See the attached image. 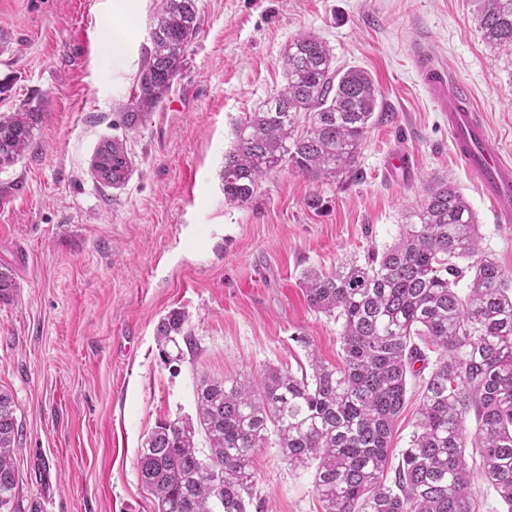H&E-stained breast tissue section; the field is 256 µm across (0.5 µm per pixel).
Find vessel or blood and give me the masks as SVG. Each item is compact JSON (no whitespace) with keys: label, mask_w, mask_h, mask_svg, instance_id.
<instances>
[{"label":"vessel or blood","mask_w":512,"mask_h":512,"mask_svg":"<svg viewBox=\"0 0 512 512\" xmlns=\"http://www.w3.org/2000/svg\"><path fill=\"white\" fill-rule=\"evenodd\" d=\"M418 73L441 111L448 114L453 150L476 176L499 222H512V163L502 156L477 112L469 88L454 82L430 51L418 53Z\"/></svg>","instance_id":"b4317fda"}]
</instances>
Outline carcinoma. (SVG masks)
<instances>
[{
	"label": "carcinoma",
	"mask_w": 512,
	"mask_h": 512,
	"mask_svg": "<svg viewBox=\"0 0 512 512\" xmlns=\"http://www.w3.org/2000/svg\"><path fill=\"white\" fill-rule=\"evenodd\" d=\"M480 29L489 45L512 52V0H485ZM199 30L197 0H158L134 94L120 112L125 128L138 129L163 107ZM283 66L284 87L245 115L224 155L228 205L251 204L259 184L285 169L314 182L348 172L379 109L370 75L336 70L330 49L310 32L285 46ZM44 117L30 102L0 113V171L33 148ZM132 170L126 140L99 141L89 163L99 185L120 189ZM410 219L364 262L303 275L309 307L342 325L341 365L312 350L309 375L269 368L258 378L204 377L195 388L196 419L157 423L137 460L154 512H248L254 453L271 433L288 465L314 466L324 512H477L469 454L512 512V275L480 249L475 213L451 182H436ZM14 288L12 271L0 269V300ZM156 337L164 363L181 360L192 341L187 315L168 312ZM409 375L423 382V404L386 486L390 433ZM20 437L14 398L0 388V512H16Z\"/></svg>",
	"instance_id": "cac0c4a2"
}]
</instances>
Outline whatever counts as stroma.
I'll return each instance as SVG.
<instances>
[{
	"label": "stroma",
	"mask_w": 512,
	"mask_h": 512,
	"mask_svg": "<svg viewBox=\"0 0 512 512\" xmlns=\"http://www.w3.org/2000/svg\"><path fill=\"white\" fill-rule=\"evenodd\" d=\"M484 0H199L200 32L174 84L176 107L134 131L115 123L136 83L154 0H0V112L24 101L45 119L36 147L0 173L21 189L0 204V264L16 287L0 301V386L15 401L20 512H154L137 456L164 418L196 414L201 377L254 376L330 362L342 327L314 312L303 272L331 271L384 249L429 187L459 188L482 248L512 271V224L496 223L480 182L453 153L448 120L415 69L429 49L470 86L490 135L512 161V54L478 25ZM122 29L125 53L104 48ZM311 32L333 64L373 78L382 113L349 173L314 182L285 170L243 207L224 202L221 172L234 127L284 84L282 53ZM124 135L134 161L124 187L99 186L89 159ZM408 157L388 171L387 157ZM320 208L306 204L311 194ZM185 312L193 340L164 363L155 335ZM407 381L384 484L423 402ZM261 512H321L314 471L256 449Z\"/></svg>",
	"instance_id": "stroma-1"
}]
</instances>
